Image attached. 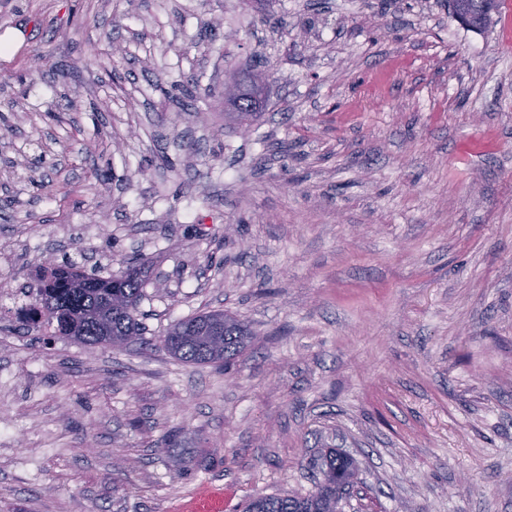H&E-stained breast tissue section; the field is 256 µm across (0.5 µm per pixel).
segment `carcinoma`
Here are the masks:
<instances>
[{"instance_id":"1","label":"carcinoma","mask_w":512,"mask_h":512,"mask_svg":"<svg viewBox=\"0 0 512 512\" xmlns=\"http://www.w3.org/2000/svg\"><path fill=\"white\" fill-rule=\"evenodd\" d=\"M502 0H451L452 10H461L471 28L481 29L492 20L491 3ZM229 111L224 116L247 122L256 116L260 103L244 96L224 100ZM149 260L142 257L118 274L101 277L88 274L74 262L79 285L52 274V281L39 280L34 314L55 326L58 336L89 345L117 347L140 339L143 327L139 304L144 297V269ZM253 333L248 325L222 311L185 317L171 325L163 339L164 348L179 360L197 365L222 366L241 354ZM323 478L306 495L262 496L251 500L245 512H342L345 491L354 487L357 465L353 458L334 448L322 454Z\"/></svg>"}]
</instances>
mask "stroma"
<instances>
[{
  "instance_id": "stroma-1",
  "label": "stroma",
  "mask_w": 512,
  "mask_h": 512,
  "mask_svg": "<svg viewBox=\"0 0 512 512\" xmlns=\"http://www.w3.org/2000/svg\"><path fill=\"white\" fill-rule=\"evenodd\" d=\"M0 100L6 285L151 261L143 342L0 320V512H241L329 447L344 512H512V9L0 0ZM210 310L256 333L226 369L162 345ZM496 1L498 4L497 13H499L502 1L500 0H451L453 14L456 16V10L460 9L465 13L473 29H481L492 20L491 3ZM262 99L254 104L250 99L244 96L224 99V107L231 109L233 112H225L224 117L231 118L240 123L247 122L256 116L257 110L260 108Z\"/></svg>"
}]
</instances>
